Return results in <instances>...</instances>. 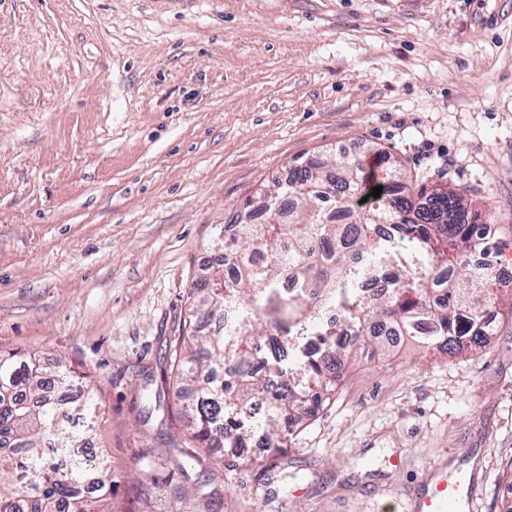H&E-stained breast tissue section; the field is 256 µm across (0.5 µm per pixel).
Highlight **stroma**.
I'll use <instances>...</instances> for the list:
<instances>
[{
	"mask_svg": "<svg viewBox=\"0 0 512 512\" xmlns=\"http://www.w3.org/2000/svg\"><path fill=\"white\" fill-rule=\"evenodd\" d=\"M384 150L512 256V0H0V349L101 391L109 512H378L445 473L512 512V319L469 355L360 347L284 448L182 454L170 343L212 246L300 157Z\"/></svg>",
	"mask_w": 512,
	"mask_h": 512,
	"instance_id": "obj_1",
	"label": "stroma"
}]
</instances>
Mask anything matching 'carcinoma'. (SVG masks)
<instances>
[{
  "mask_svg": "<svg viewBox=\"0 0 512 512\" xmlns=\"http://www.w3.org/2000/svg\"><path fill=\"white\" fill-rule=\"evenodd\" d=\"M379 179L361 157L337 158L330 168L314 160L289 170L260 191V224L231 219L217 229L224 259L190 287L188 318L176 341L172 373L191 391L182 404L183 453L240 448L260 432L280 448L300 426L310 400L336 388V366L386 321L396 335L448 355L482 349L497 324L484 311L500 307L501 289L488 268L472 261L483 245L482 211L470 189L450 181L416 182L385 167ZM382 186L380 197L370 196ZM234 309L226 332H201L194 317ZM285 336L269 337L268 382L249 369L263 338L255 317ZM322 345L303 352L307 339ZM76 379L60 363L47 372L30 354L0 351V512H93L94 474L81 464L59 473L43 453L59 454L95 437L97 393L68 404L59 387ZM87 418L77 435L65 416Z\"/></svg>",
  "mask_w": 512,
  "mask_h": 512,
  "instance_id": "carcinoma-1",
  "label": "carcinoma"
}]
</instances>
